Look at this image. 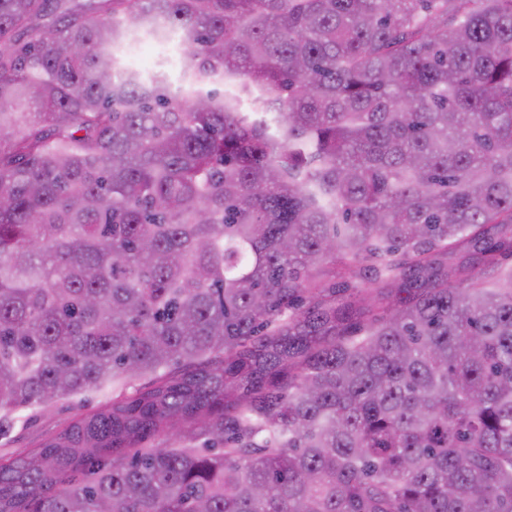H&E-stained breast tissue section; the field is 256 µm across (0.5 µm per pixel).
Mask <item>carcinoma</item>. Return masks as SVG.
Masks as SVG:
<instances>
[{
  "mask_svg": "<svg viewBox=\"0 0 512 512\" xmlns=\"http://www.w3.org/2000/svg\"><path fill=\"white\" fill-rule=\"evenodd\" d=\"M503 253L512 0H0V512H512ZM181 32L170 30L163 38L154 37L152 34L140 31L136 39L124 46L120 51L122 63L140 70L144 75L152 74L162 68L166 71L168 81L173 89L182 84V71L185 64L183 47H179ZM144 66L134 62V55L150 50ZM112 400V392H91L61 398L47 406L20 411L8 432L0 437V457L32 450L57 434L78 415Z\"/></svg>",
  "mask_w": 512,
  "mask_h": 512,
  "instance_id": "obj_1",
  "label": "carcinoma"
}]
</instances>
